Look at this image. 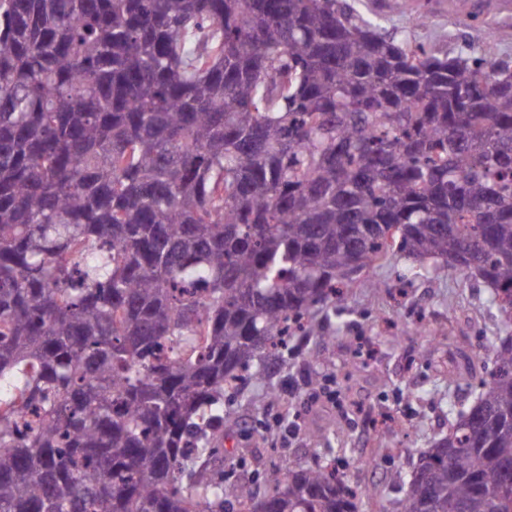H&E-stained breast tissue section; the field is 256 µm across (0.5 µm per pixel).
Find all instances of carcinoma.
Instances as JSON below:
<instances>
[{
  "instance_id": "obj_1",
  "label": "carcinoma",
  "mask_w": 512,
  "mask_h": 512,
  "mask_svg": "<svg viewBox=\"0 0 512 512\" xmlns=\"http://www.w3.org/2000/svg\"><path fill=\"white\" fill-rule=\"evenodd\" d=\"M342 0H0V512H357L336 460L258 498L224 391L322 343L398 254L512 326V59ZM401 512H512V341Z\"/></svg>"
}]
</instances>
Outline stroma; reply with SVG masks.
Returning <instances> with one entry per match:
<instances>
[{"mask_svg": "<svg viewBox=\"0 0 512 512\" xmlns=\"http://www.w3.org/2000/svg\"><path fill=\"white\" fill-rule=\"evenodd\" d=\"M348 2L381 31L442 52L478 45L482 22L512 25L501 0H411L419 25L396 0ZM347 304L344 325H326L331 342L292 337L266 361L269 388L225 397L217 450L225 485L248 483L261 494L273 478L332 456L347 484L374 490L362 512H397L398 483L419 451L447 431L451 407L473 400L453 372L476 344L506 334L489 288L432 261L405 295L362 286ZM420 313L428 317L423 334L414 326ZM331 427L336 437H317Z\"/></svg>", "mask_w": 512, "mask_h": 512, "instance_id": "stroma-1", "label": "stroma"}]
</instances>
